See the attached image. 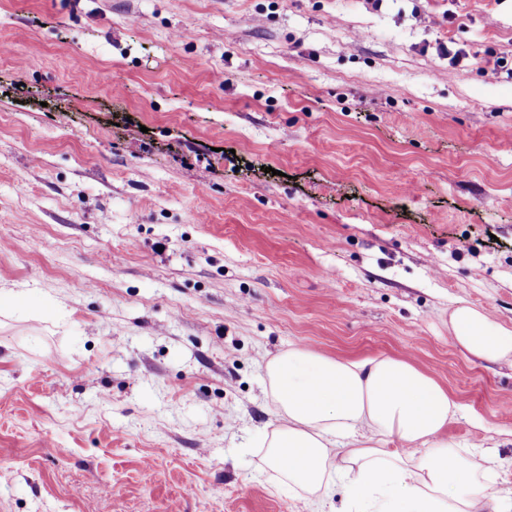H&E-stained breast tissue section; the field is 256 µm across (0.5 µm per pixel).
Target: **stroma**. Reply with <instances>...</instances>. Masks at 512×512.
Wrapping results in <instances>:
<instances>
[{
  "instance_id": "35a3bbf8",
  "label": "stroma",
  "mask_w": 512,
  "mask_h": 512,
  "mask_svg": "<svg viewBox=\"0 0 512 512\" xmlns=\"http://www.w3.org/2000/svg\"><path fill=\"white\" fill-rule=\"evenodd\" d=\"M0 292V512H312L252 446L293 346L410 358L512 483L448 340L512 326V0H0Z\"/></svg>"
}]
</instances>
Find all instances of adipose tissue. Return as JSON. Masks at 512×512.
Wrapping results in <instances>:
<instances>
[{"instance_id":"1","label":"adipose tissue","mask_w":512,"mask_h":512,"mask_svg":"<svg viewBox=\"0 0 512 512\" xmlns=\"http://www.w3.org/2000/svg\"><path fill=\"white\" fill-rule=\"evenodd\" d=\"M448 334L462 354L512 362V327L475 306L450 313ZM263 382L280 424L257 445L291 497L321 503L339 487L344 512H512L489 459L444 436L454 395L409 360L296 346L266 363Z\"/></svg>"}]
</instances>
